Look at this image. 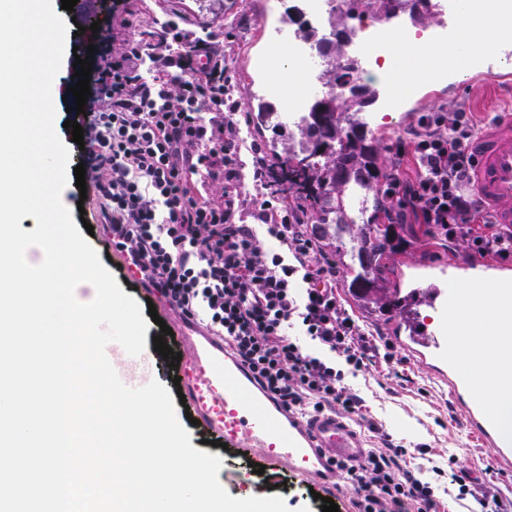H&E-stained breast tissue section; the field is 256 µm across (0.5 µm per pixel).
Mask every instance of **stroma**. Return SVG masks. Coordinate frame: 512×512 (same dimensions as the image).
Returning <instances> with one entry per match:
<instances>
[{
	"mask_svg": "<svg viewBox=\"0 0 512 512\" xmlns=\"http://www.w3.org/2000/svg\"><path fill=\"white\" fill-rule=\"evenodd\" d=\"M297 0H130L134 25L132 34L160 32L161 25L175 21L183 29L205 31L216 35L223 45L231 67L233 96L240 112L250 113L257 105L258 96L277 85V68L270 59L275 49L294 48L297 43L295 26L283 23L282 17ZM379 91L377 102L365 113L376 149L377 163L382 172H389L393 157L389 146L398 135L416 123L419 113L439 107H465L477 122H484L498 112L512 113V94L488 91L484 83L458 74L447 84L424 89L419 95L393 106L388 104L390 86L383 75L371 79ZM72 201L82 202L84 209L73 212V221L84 220L94 228L89 244L95 249L102 264L115 277L121 290L133 297L139 305L153 303L160 317L159 323L149 324L145 336L160 335L162 326H175L178 311L154 289L143 283L126 279L121 266L122 253L108 243V232L101 216L99 199L94 186L86 190L72 188ZM472 254L466 241L456 245L435 240L425 244L408 239L404 252L389 261L387 276L403 291L415 288H439L449 272L459 276L470 273L468 263ZM357 317L370 327L380 342L391 343L398 361V376L389 377L368 369L347 377V384L364 401L361 416L353 419V426L362 434L367 447H377L374 428H381L396 441L413 449L414 458L407 467L436 490L439 512H465L466 502L453 497L457 487L454 478L459 471L470 472L480 481L490 483L503 493L512 492V474H501L493 458V451L485 447L464 428L462 408L443 387L432 367L421 363L404 351L401 343L409 332L400 323L398 314L381 317L357 310ZM191 445L200 451L222 459L218 479L235 498L283 497L290 512H322L321 500L313 498L308 483L290 476L289 472L265 470L255 474L252 466L259 462V454L243 456L232 449L212 446L211 432L201 424L188 425ZM424 454H417V447Z\"/></svg>",
	"mask_w": 512,
	"mask_h": 512,
	"instance_id": "stroma-1",
	"label": "stroma"
}]
</instances>
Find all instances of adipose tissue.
<instances>
[{
  "label": "adipose tissue",
  "mask_w": 512,
  "mask_h": 512,
  "mask_svg": "<svg viewBox=\"0 0 512 512\" xmlns=\"http://www.w3.org/2000/svg\"><path fill=\"white\" fill-rule=\"evenodd\" d=\"M512 323V313L496 309L491 299L473 298L462 337V353L474 379L475 390L498 415L506 433L512 435V357L498 347L503 323Z\"/></svg>",
  "instance_id": "adipose-tissue-1"
}]
</instances>
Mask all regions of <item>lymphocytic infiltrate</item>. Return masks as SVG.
<instances>
[{"label":"lymphocytic infiltrate","instance_id":"f902f5d3","mask_svg":"<svg viewBox=\"0 0 512 512\" xmlns=\"http://www.w3.org/2000/svg\"><path fill=\"white\" fill-rule=\"evenodd\" d=\"M231 83L210 37L173 23L155 42L129 36L122 51L101 47L79 124L85 176L96 182L112 246L136 280L223 336L285 408L360 416L362 401L345 374L391 363L393 347L378 344L347 308L336 263L310 232L304 205L283 202L265 160L253 168L257 194L244 201ZM478 134L464 108L421 113L391 146L380 188L386 220L422 224L451 242L468 239L474 254L509 258L511 232L472 229L486 215L469 188ZM204 184L221 185V199L202 194ZM380 440L359 467L341 470L357 512H434L433 488L402 466L406 446L385 433ZM456 483L473 512H512V499L469 473Z\"/></svg>","mask_w":512,"mask_h":512}]
</instances>
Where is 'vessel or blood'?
Returning <instances> with one entry per match:
<instances>
[{
    "mask_svg": "<svg viewBox=\"0 0 512 512\" xmlns=\"http://www.w3.org/2000/svg\"><path fill=\"white\" fill-rule=\"evenodd\" d=\"M482 2L447 0L446 9L454 21L439 26L432 37L440 52L439 63L410 82L407 96L461 72L497 87L512 84V0H497L504 23L491 44L476 48L462 36L459 19L475 15ZM472 150L477 158L473 190L488 207L493 223L512 231V117L485 123ZM476 289L490 291L498 309L512 312V281L501 280L493 289L481 281ZM471 291L453 277L446 287L437 289L441 320L427 333L424 346L446 365L441 378L464 407L467 427L492 449L498 467L511 472L512 440L502 437L497 420L462 368L463 330L457 317L470 301ZM176 339L191 352L181 366L186 398L203 424L227 446L244 453L258 449L271 470L287 469L327 489L336 483L339 464L354 465L365 457L363 440L347 420L333 413L308 418L288 413L257 385L241 359L198 323L180 321ZM123 363L127 370L119 378L126 386L136 388L152 381L147 355L127 354Z\"/></svg>",
    "mask_w": 512,
    "mask_h": 512,
    "instance_id": "vessel-or-blood-1",
    "label": "vessel or blood"
}]
</instances>
